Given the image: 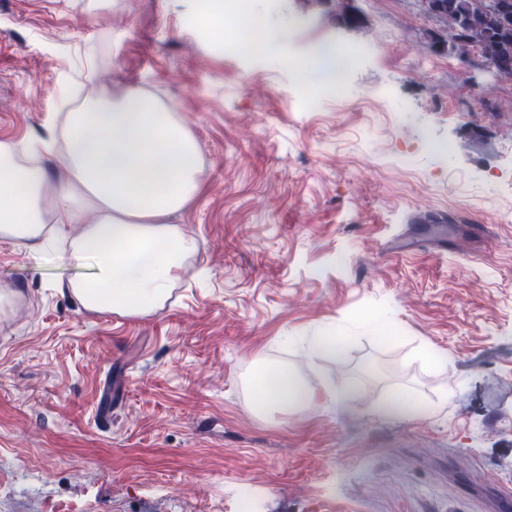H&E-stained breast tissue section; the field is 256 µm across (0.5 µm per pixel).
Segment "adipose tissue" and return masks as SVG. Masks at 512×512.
Returning <instances> with one entry per match:
<instances>
[{
	"label": "adipose tissue",
	"instance_id": "1",
	"mask_svg": "<svg viewBox=\"0 0 512 512\" xmlns=\"http://www.w3.org/2000/svg\"><path fill=\"white\" fill-rule=\"evenodd\" d=\"M41 148L19 155L0 141V240L23 243L34 256L48 240L68 242L67 258L84 274L69 282L94 313L140 316L168 297L198 250L171 218L199 191L195 139L156 99L132 88L117 101L97 98L66 113L60 161L50 181ZM95 223L78 235L68 226L85 210ZM345 404L350 386H312L285 365H262L254 389L257 410L298 409L314 396Z\"/></svg>",
	"mask_w": 512,
	"mask_h": 512
}]
</instances>
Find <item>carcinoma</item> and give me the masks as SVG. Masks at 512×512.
Returning <instances> with one entry per match:
<instances>
[{
  "mask_svg": "<svg viewBox=\"0 0 512 512\" xmlns=\"http://www.w3.org/2000/svg\"><path fill=\"white\" fill-rule=\"evenodd\" d=\"M425 12L448 25V36L436 34L435 44L446 46L462 58L476 52L493 75H512V0H426Z\"/></svg>",
  "mask_w": 512,
  "mask_h": 512,
  "instance_id": "1",
  "label": "carcinoma"
}]
</instances>
